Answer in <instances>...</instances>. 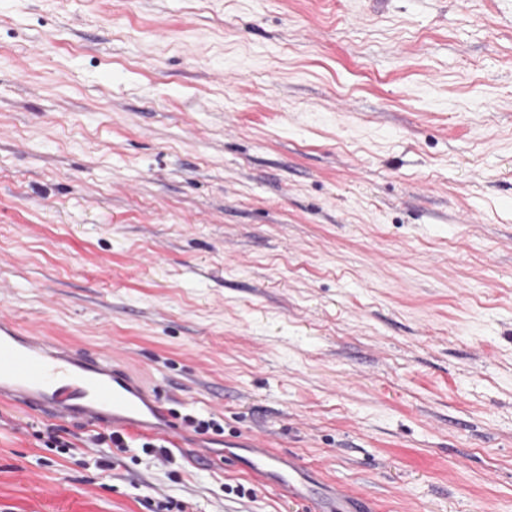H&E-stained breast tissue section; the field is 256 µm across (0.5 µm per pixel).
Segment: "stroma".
Listing matches in <instances>:
<instances>
[{
  "mask_svg": "<svg viewBox=\"0 0 512 512\" xmlns=\"http://www.w3.org/2000/svg\"><path fill=\"white\" fill-rule=\"evenodd\" d=\"M0 310L224 421L105 470L0 393V512H302L250 435L512 512V0H0Z\"/></svg>",
  "mask_w": 512,
  "mask_h": 512,
  "instance_id": "35a3bbf8",
  "label": "stroma"
}]
</instances>
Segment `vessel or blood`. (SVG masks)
I'll return each mask as SVG.
<instances>
[{"mask_svg":"<svg viewBox=\"0 0 512 512\" xmlns=\"http://www.w3.org/2000/svg\"><path fill=\"white\" fill-rule=\"evenodd\" d=\"M120 365L109 353L65 354L50 339L0 318V384H9L20 404L51 407L63 416L75 412L86 423L122 431L149 430L150 417L157 416L166 422L163 436L175 441L180 432L176 414L163 400L148 401L127 381ZM245 444L254 452L248 470L269 487L307 504L310 512H367L364 499L342 486L324 493L310 486L307 467L297 455L267 448L258 438Z\"/></svg>","mask_w":512,"mask_h":512,"instance_id":"b4317fda","label":"vessel or blood"}]
</instances>
